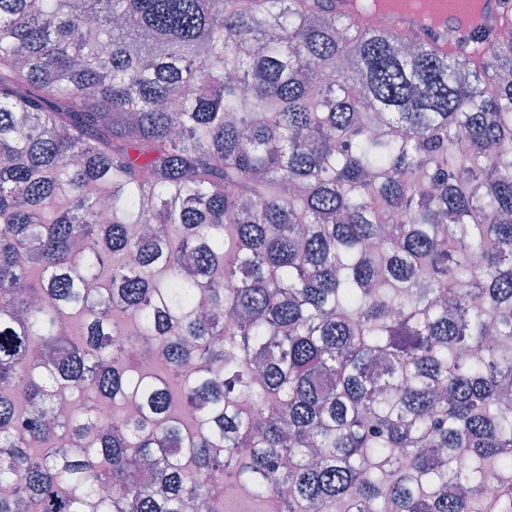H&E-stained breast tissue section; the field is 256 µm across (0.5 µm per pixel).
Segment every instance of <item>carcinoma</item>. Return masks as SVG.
Listing matches in <instances>:
<instances>
[{"label": "carcinoma", "instance_id": "carcinoma-1", "mask_svg": "<svg viewBox=\"0 0 512 512\" xmlns=\"http://www.w3.org/2000/svg\"><path fill=\"white\" fill-rule=\"evenodd\" d=\"M326 2L0 0V512H512V0ZM438 1L444 12V19L440 24H429L424 17L417 14L398 12L388 16L389 29L405 36L433 41L439 51L448 52L450 37L492 28L504 9L501 0H484L482 10L473 14L465 9V0ZM224 482L225 485L230 487L234 492L233 497L227 501L228 511H248L252 504L250 487L246 484L231 482L227 477Z\"/></svg>", "mask_w": 512, "mask_h": 512}]
</instances>
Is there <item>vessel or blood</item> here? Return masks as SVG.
<instances>
[{
  "mask_svg": "<svg viewBox=\"0 0 512 512\" xmlns=\"http://www.w3.org/2000/svg\"><path fill=\"white\" fill-rule=\"evenodd\" d=\"M444 12L440 24L428 23L420 15L398 12L388 18L391 31L410 37L433 41L439 51H447L448 40L454 36L492 28L503 13L502 0H485L479 13L466 10L463 0H439Z\"/></svg>",
  "mask_w": 512,
  "mask_h": 512,
  "instance_id": "obj_1",
  "label": "vessel or blood"
}]
</instances>
